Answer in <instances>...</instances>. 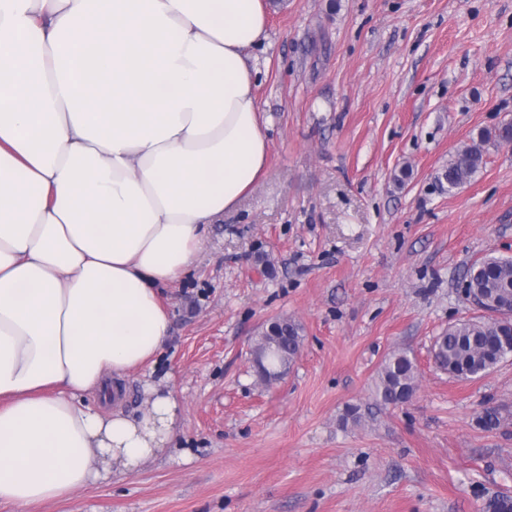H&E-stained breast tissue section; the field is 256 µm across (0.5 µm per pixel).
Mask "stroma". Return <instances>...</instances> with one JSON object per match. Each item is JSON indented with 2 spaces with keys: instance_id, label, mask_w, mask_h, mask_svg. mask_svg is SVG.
Listing matches in <instances>:
<instances>
[{
  "instance_id": "stroma-1",
  "label": "stroma",
  "mask_w": 512,
  "mask_h": 512,
  "mask_svg": "<svg viewBox=\"0 0 512 512\" xmlns=\"http://www.w3.org/2000/svg\"><path fill=\"white\" fill-rule=\"evenodd\" d=\"M268 3L267 37L246 50L267 169L161 287L169 338L121 385L133 416L145 383L172 390V443L134 473L0 512H483L512 493V360L460 381L431 358L479 315L466 270L512 257V147L486 143L458 190L439 180L512 118V0ZM278 318L304 341L265 385L252 350ZM395 350L418 388L384 407L375 384ZM349 404L368 408L360 425H342ZM483 164L481 144L472 143L457 151L454 158L448 162V168L441 174L440 181L448 185V190L458 189L469 183Z\"/></svg>"
}]
</instances>
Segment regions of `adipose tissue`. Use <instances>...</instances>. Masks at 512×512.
Returning a JSON list of instances; mask_svg holds the SVG:
<instances>
[{
    "instance_id": "1",
    "label": "adipose tissue",
    "mask_w": 512,
    "mask_h": 512,
    "mask_svg": "<svg viewBox=\"0 0 512 512\" xmlns=\"http://www.w3.org/2000/svg\"><path fill=\"white\" fill-rule=\"evenodd\" d=\"M266 0H0V502L135 472L175 435L116 380L169 338L159 288L269 154L245 54ZM114 396L111 410L85 394Z\"/></svg>"
}]
</instances>
